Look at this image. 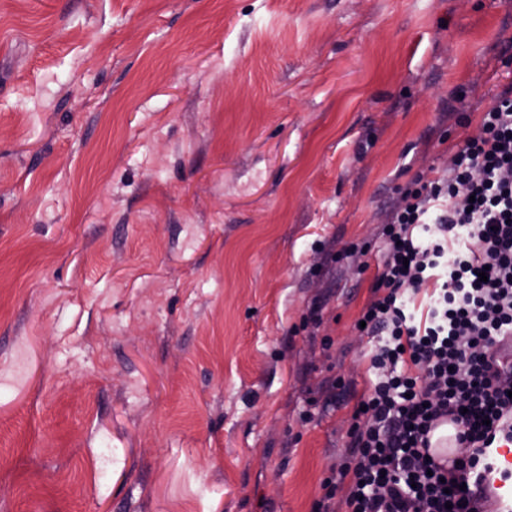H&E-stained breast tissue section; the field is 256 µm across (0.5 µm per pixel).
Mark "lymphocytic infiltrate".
Returning a JSON list of instances; mask_svg holds the SVG:
<instances>
[{"instance_id":"1","label":"lymphocytic infiltrate","mask_w":512,"mask_h":512,"mask_svg":"<svg viewBox=\"0 0 512 512\" xmlns=\"http://www.w3.org/2000/svg\"><path fill=\"white\" fill-rule=\"evenodd\" d=\"M360 319L375 379L350 431L347 512H488L512 479V86L444 174L417 177L383 228ZM457 424L461 455L429 457L432 425Z\"/></svg>"}]
</instances>
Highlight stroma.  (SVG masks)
Segmentation results:
<instances>
[{
  "mask_svg": "<svg viewBox=\"0 0 512 512\" xmlns=\"http://www.w3.org/2000/svg\"><path fill=\"white\" fill-rule=\"evenodd\" d=\"M511 38L512 0H0V512H345L382 229Z\"/></svg>",
  "mask_w": 512,
  "mask_h": 512,
  "instance_id": "35a3bbf8",
  "label": "stroma"
}]
</instances>
